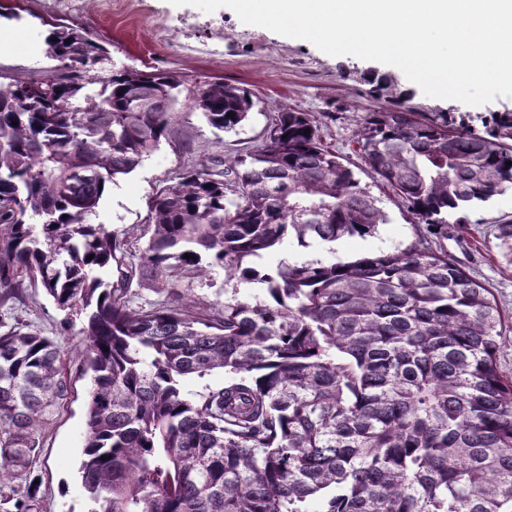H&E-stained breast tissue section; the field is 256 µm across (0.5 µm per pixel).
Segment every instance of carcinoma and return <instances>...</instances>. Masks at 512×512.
I'll list each match as a JSON object with an SVG mask.
<instances>
[{
    "mask_svg": "<svg viewBox=\"0 0 512 512\" xmlns=\"http://www.w3.org/2000/svg\"><path fill=\"white\" fill-rule=\"evenodd\" d=\"M45 44L62 62L52 82L0 83V307L39 286L66 326L85 321L72 360L0 319V512H38L31 473L75 374L89 381L88 512H512L504 315L443 244L448 224L512 189V109L479 127L467 112L367 113L357 148L417 239L263 266L389 223L319 120L285 108L261 144L208 155L152 194L127 232L144 244L114 283L123 241L98 208L167 138L185 80L108 70L107 49L69 26ZM188 102L224 133L255 107L224 82ZM218 271L262 294L203 302L192 283ZM133 279L160 299L135 304ZM220 370L222 386H184Z\"/></svg>",
    "mask_w": 512,
    "mask_h": 512,
    "instance_id": "obj_1",
    "label": "carcinoma"
}]
</instances>
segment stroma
Listing matches in <instances>:
<instances>
[{"label": "stroma", "mask_w": 512, "mask_h": 512, "mask_svg": "<svg viewBox=\"0 0 512 512\" xmlns=\"http://www.w3.org/2000/svg\"><path fill=\"white\" fill-rule=\"evenodd\" d=\"M57 24L86 29L108 49L115 64L174 73L195 92L210 82L223 81L257 99L245 125L234 133L213 130L200 112L179 101L168 139L102 200L97 220L117 231L142 225L153 190L198 164L204 155H224L260 144L272 116L288 107L318 118L333 114V121L321 128L323 140L381 201L390 218L375 236L348 239L331 249L311 248L305 250V258L351 260L402 248L414 238L413 217L365 166L354 142L357 120L391 105L378 96L377 79L389 78L407 92L403 105L416 113L453 109L470 112L477 119L505 106L512 108V98L500 96L473 107L431 98L395 67L354 56H328L308 41L244 24L225 7L207 14L193 6H173L169 0H0V34L13 37L12 42L0 43V81L35 80L56 68L58 62L47 56L44 40ZM511 217L510 191L468 212L467 223L449 225L445 246L450 257L492 289L504 316L512 321V261L494 237L496 223ZM19 314L53 337L65 318L39 287L27 289ZM86 386L85 380L74 382L68 402L44 434L42 455L34 468L41 512H87L78 474Z\"/></svg>", "instance_id": "35a3bbf8"}]
</instances>
